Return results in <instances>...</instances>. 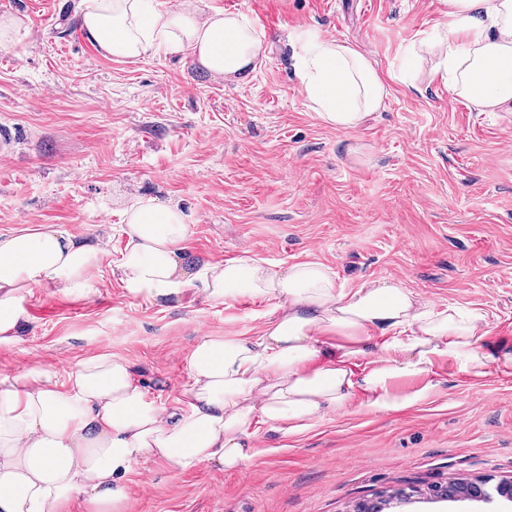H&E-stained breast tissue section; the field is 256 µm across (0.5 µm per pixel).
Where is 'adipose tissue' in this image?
<instances>
[{
  "label": "adipose tissue",
  "instance_id": "ef3b65f1",
  "mask_svg": "<svg viewBox=\"0 0 512 512\" xmlns=\"http://www.w3.org/2000/svg\"><path fill=\"white\" fill-rule=\"evenodd\" d=\"M149 0H80V25L107 57L132 60L190 48L204 71L241 80L264 49L243 15L201 16L195 0L153 10ZM448 25L422 46L437 54L449 93L480 112H512V0H443ZM306 98L326 125L350 130L379 111L387 86L362 52L337 39L306 42L298 56ZM189 226L168 201L125 212L128 245L116 263L134 295L155 302L202 286L211 299L274 301L260 336L201 338L185 357L187 380L172 409L151 401L130 363L107 353L59 371L31 367L0 378V512H123L126 482L141 461L224 470L252 457L261 428L293 434L331 412L416 408L435 392L445 361L469 380L512 354L487 352L491 324L477 309L437 306L399 281L339 284L330 268L283 269L244 254L224 263L189 259ZM107 257L100 242L49 226L0 236V346L15 344L35 289L82 294Z\"/></svg>",
  "mask_w": 512,
  "mask_h": 512
}]
</instances>
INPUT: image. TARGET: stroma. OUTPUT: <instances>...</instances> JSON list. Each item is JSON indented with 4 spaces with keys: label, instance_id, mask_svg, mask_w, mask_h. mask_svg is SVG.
Returning a JSON list of instances; mask_svg holds the SVG:
<instances>
[{
    "label": "stroma",
    "instance_id": "stroma-1",
    "mask_svg": "<svg viewBox=\"0 0 512 512\" xmlns=\"http://www.w3.org/2000/svg\"><path fill=\"white\" fill-rule=\"evenodd\" d=\"M78 0H0L20 21L0 45V235L53 226L92 239L151 198L186 216L188 253L225 262L250 253L276 268L313 260L354 287L393 278L439 305L477 308L488 343L512 351V112H478L448 93L421 52L413 87L396 76L413 42L444 29L441 0H203L241 14L264 42L243 82L193 66L188 50L104 56L73 18ZM311 38L362 51L390 95L358 128L310 108L296 58ZM103 266L89 292L39 288L22 340L0 347V377L55 370L107 352L130 359L151 399L173 407L184 356L205 336H258L271 302L189 290L173 303L131 295ZM439 386L396 415L356 408L298 435L268 429L245 467L176 472L136 466L125 512H512V502L437 497L455 480L512 479V369L471 383L435 369Z\"/></svg>",
    "mask_w": 512,
    "mask_h": 512
}]
</instances>
